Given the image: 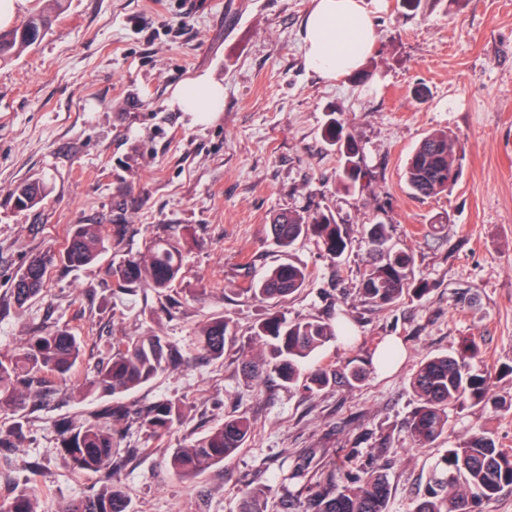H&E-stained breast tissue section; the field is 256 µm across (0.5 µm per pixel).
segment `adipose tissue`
I'll list each match as a JSON object with an SVG mask.
<instances>
[{
  "label": "adipose tissue",
  "mask_w": 512,
  "mask_h": 512,
  "mask_svg": "<svg viewBox=\"0 0 512 512\" xmlns=\"http://www.w3.org/2000/svg\"><path fill=\"white\" fill-rule=\"evenodd\" d=\"M382 2L312 0L302 33L307 67L327 79L359 71L377 44L371 9ZM166 104L171 110L190 113L195 122L206 123L224 109V85L199 75L177 86Z\"/></svg>",
  "instance_id": "adipose-tissue-1"
}]
</instances>
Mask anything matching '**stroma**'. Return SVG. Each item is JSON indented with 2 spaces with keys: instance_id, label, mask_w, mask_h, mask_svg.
Listing matches in <instances>:
<instances>
[{
  "instance_id": "35a3bbf8",
  "label": "stroma",
  "mask_w": 512,
  "mask_h": 512,
  "mask_svg": "<svg viewBox=\"0 0 512 512\" xmlns=\"http://www.w3.org/2000/svg\"><path fill=\"white\" fill-rule=\"evenodd\" d=\"M311 0H60L50 31L0 61V357L27 337L68 327L85 347L74 370L109 356L118 336L158 334L179 365L119 400L135 411L179 403L180 428L159 440L135 418L113 422L125 447L116 475L130 512H238L246 488L260 512H284L301 485H342L349 470L386 474L389 512H415L435 465L472 432L489 431L512 452V0H421L417 11L387 0L373 14L378 34L364 81L309 71L302 22ZM208 74L224 84V110L208 124L169 109L171 91ZM336 113L364 148L370 171L353 193L336 180L339 158L321 130ZM448 131L463 148V174L446 195L418 199L404 183L406 160L425 134ZM25 181L47 188L37 207H16ZM320 209L348 230L351 245L330 259L315 239L288 252L272 241L273 213ZM414 256L428 291L389 308L360 300L368 257L361 234L372 220ZM74 224H99L105 249L90 266L55 264L43 293L18 304L13 284L35 254L61 253ZM185 236L193 248L170 297L116 291L112 264L158 237ZM307 268L301 291L280 305L289 320H345L352 341L334 339L311 367L365 364L363 380L321 389L283 385L275 374L247 380L240 351L267 357L254 336L268 303L247 294L272 266ZM221 315L238 343L201 359L198 326ZM493 374L501 401L450 409L447 432L416 445L407 428L418 401L411 379L424 359L469 341ZM400 356L377 365L386 343ZM107 401L74 395L49 379L0 428L25 435L11 465H0V502L28 486L38 512H60L96 493L101 474L72 470L56 425L82 421ZM244 415L243 448L201 475L170 469L174 449L194 443L225 417ZM305 468L304 480L292 476Z\"/></svg>"
}]
</instances>
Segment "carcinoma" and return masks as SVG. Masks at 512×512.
I'll return each mask as SVG.
<instances>
[{"label":"carcinoma","instance_id":"obj_1","mask_svg":"<svg viewBox=\"0 0 512 512\" xmlns=\"http://www.w3.org/2000/svg\"><path fill=\"white\" fill-rule=\"evenodd\" d=\"M51 20L40 12L22 24L0 33V60L19 54L36 44L28 36L31 30L48 32ZM322 135L337 148L341 157L337 182L346 191L356 189L366 176L361 165L363 148L345 132L339 118L332 115ZM457 141L443 130L427 133L413 150L404 172L409 194L431 198L449 193L457 185L461 172ZM46 187L40 182L18 185L13 191L16 205L25 210L43 201ZM269 231L276 244L288 250L298 239L317 238L326 255L338 259L350 245L345 225L322 211L312 213L283 210L273 215ZM362 233L371 247L372 259L365 266L358 294L363 301L378 307L395 305L404 294L422 295L427 283L411 277L413 255L391 245L390 226L381 222L365 224ZM105 237L98 224L71 227L61 260L68 267L94 263L104 249ZM183 246L177 240H155L147 252L131 254L111 268L116 287L130 293L152 289L163 293L181 279ZM53 257L36 255L23 268L14 283L13 294L22 305L37 297L43 288ZM308 279L306 268L282 262L250 284L245 292L253 298L278 304L298 292ZM347 327L332 326L318 320L289 321L279 311L268 313L255 329L254 336L269 348V358L260 363L244 361V369L257 376L269 368L290 386L305 379L307 387L327 386L332 373L319 368L309 374L303 370L312 356L332 339L346 337ZM236 344L230 322L213 316L198 331V350L205 359H219ZM83 357V345L66 327L40 336L28 337L18 352L0 358V415L14 410L33 389L49 378L71 377ZM479 351L470 341L454 353L434 356L422 362L412 378V389L419 406L408 421L410 435L417 445L439 439L448 431L452 407L487 400L491 372L478 364ZM180 359L176 345L157 334L121 336L113 339L111 354L90 368L77 384L80 394L115 397L132 392L158 377ZM119 406H106L79 424L63 421L57 427L61 450L73 470L102 472L106 484L96 494L68 504L62 512H128L129 501L122 486L112 483V471L121 465L119 440L112 433V418L120 415ZM183 421L181 406L173 401L156 402L139 414L140 428L152 439L169 434ZM250 420L228 416L187 448H177L171 456V468L181 478H194L208 468L224 462L248 440ZM22 437V426L0 433V452H10ZM512 486V453L501 449L494 438L476 432L463 443L448 449L436 468L428 494L415 512H475L476 505ZM39 489H24L10 502L0 503V512H37ZM390 487L386 476L376 468L350 473L338 491L322 488L311 498L313 512H388Z\"/></svg>","mask_w":512,"mask_h":512}]
</instances>
